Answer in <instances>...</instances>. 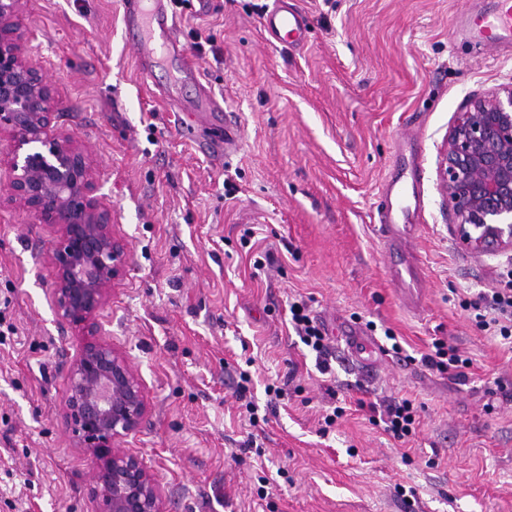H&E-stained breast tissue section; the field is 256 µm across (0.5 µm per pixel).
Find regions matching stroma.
<instances>
[{"mask_svg": "<svg viewBox=\"0 0 512 512\" xmlns=\"http://www.w3.org/2000/svg\"><path fill=\"white\" fill-rule=\"evenodd\" d=\"M268 2L176 10L186 44L210 37L204 83L237 118L222 168L198 142L223 129L187 128L141 75L120 0H28L21 17L128 253L99 317L150 407L122 449L153 472L165 512H512V346L464 306L497 287L512 250L460 243L438 175L462 104L512 87V59L452 39L459 0H296L311 24L300 50L265 41ZM402 132L419 169L416 311L374 231ZM51 239L0 208V297L16 327L0 338V512L93 510L90 455L60 410L79 338L51 305ZM300 298L330 339L328 372L288 323ZM393 335L411 362L392 356ZM437 339L470 358L462 376L422 365ZM269 384L283 390L272 406ZM401 397L419 407L405 443L369 421ZM333 406L346 412L320 434Z\"/></svg>", "mask_w": 512, "mask_h": 512, "instance_id": "35a3bbf8", "label": "stroma"}]
</instances>
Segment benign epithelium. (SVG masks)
<instances>
[{"label": "benign epithelium", "mask_w": 512, "mask_h": 512, "mask_svg": "<svg viewBox=\"0 0 512 512\" xmlns=\"http://www.w3.org/2000/svg\"><path fill=\"white\" fill-rule=\"evenodd\" d=\"M28 0H0V139L11 179L0 207L18 205L47 225L57 318L81 336L61 409L75 448L90 451L93 512H165L153 473L120 450L148 414L127 355L101 335V312L127 266L112 209L99 201L91 146L54 123V91L30 54L20 15ZM441 178L470 251L512 249V89L467 100L448 130Z\"/></svg>", "instance_id": "1"}]
</instances>
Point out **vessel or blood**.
<instances>
[{
  "mask_svg": "<svg viewBox=\"0 0 512 512\" xmlns=\"http://www.w3.org/2000/svg\"><path fill=\"white\" fill-rule=\"evenodd\" d=\"M494 10L487 24L472 28L467 16H460L453 28L454 33L464 35L476 50L488 48L512 53V0H494ZM125 32L131 40L141 74L152 77L161 60L172 58L180 61L175 81L202 79L201 68L176 35V24L165 6V0H121ZM261 27L270 43L289 47L304 44L309 37L307 17L296 8L294 0H273L261 17ZM197 122L203 125H220L224 128L223 139L205 144L211 160L227 161L239 146V131L233 115L225 113L220 101L207 87L199 89V100L193 111ZM404 189L399 172H392L383 186L376 206V232L388 251L401 254L400 263L393 265L394 280L401 288L406 305L417 306L418 286L421 280L419 267L408 248L413 230L409 223L410 209L398 203Z\"/></svg>",
  "mask_w": 512,
  "mask_h": 512,
  "instance_id": "obj_1",
  "label": "vessel or blood"
}]
</instances>
